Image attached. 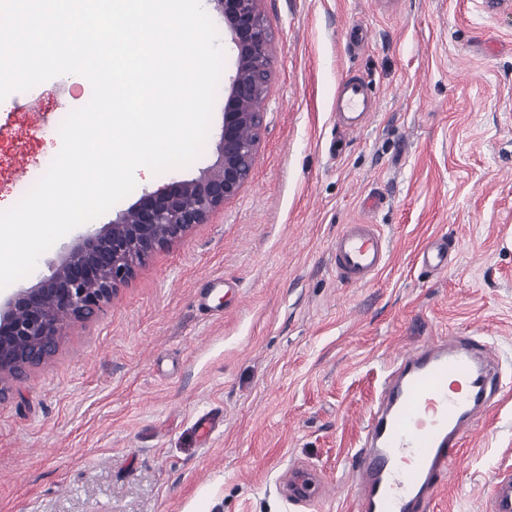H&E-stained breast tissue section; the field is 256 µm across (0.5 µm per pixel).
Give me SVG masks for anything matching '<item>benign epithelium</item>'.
I'll return each mask as SVG.
<instances>
[{
	"label": "benign epithelium",
	"instance_id": "7a95c632",
	"mask_svg": "<svg viewBox=\"0 0 512 512\" xmlns=\"http://www.w3.org/2000/svg\"><path fill=\"white\" fill-rule=\"evenodd\" d=\"M212 2L236 51L216 162L196 179L142 194L116 220L78 236L49 276L0 303V400L13 382L56 354L72 325L93 320L156 252L208 223L248 181L265 120L272 35L261 0Z\"/></svg>",
	"mask_w": 512,
	"mask_h": 512
}]
</instances>
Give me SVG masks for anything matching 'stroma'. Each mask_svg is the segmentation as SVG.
Segmentation results:
<instances>
[{"mask_svg": "<svg viewBox=\"0 0 512 512\" xmlns=\"http://www.w3.org/2000/svg\"><path fill=\"white\" fill-rule=\"evenodd\" d=\"M261 11L271 79L251 178L0 401V512H356L352 461L394 359L454 333L492 343L505 389L426 512H483L512 471V6ZM348 76L377 103L354 132L332 110ZM63 83L0 102V199L19 201L45 172L51 114L89 102V81L69 96ZM223 113L216 100L199 159L137 183L87 230L141 191L198 178ZM362 223L380 226L390 260L353 285L331 245ZM434 237L451 244L440 270L416 258ZM302 469L316 504L287 498Z\"/></svg>", "mask_w": 512, "mask_h": 512, "instance_id": "1", "label": "stroma"}]
</instances>
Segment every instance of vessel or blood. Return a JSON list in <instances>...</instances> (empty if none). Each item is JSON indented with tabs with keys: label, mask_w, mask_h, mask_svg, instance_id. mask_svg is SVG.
Wrapping results in <instances>:
<instances>
[{
	"label": "vessel or blood",
	"mask_w": 512,
	"mask_h": 512,
	"mask_svg": "<svg viewBox=\"0 0 512 512\" xmlns=\"http://www.w3.org/2000/svg\"><path fill=\"white\" fill-rule=\"evenodd\" d=\"M373 105L368 86L348 79L334 109L340 116L365 115ZM331 254L337 274L362 285L386 266L388 245L377 225L348 224ZM501 388L494 355L469 336L444 337L404 356L384 381L378 409L368 418L365 441L354 456L358 512H425L457 469L460 443L473 419L489 411ZM425 407L433 409V417L423 418ZM486 512H512V474L495 478Z\"/></svg>",
	"instance_id": "1"
}]
</instances>
